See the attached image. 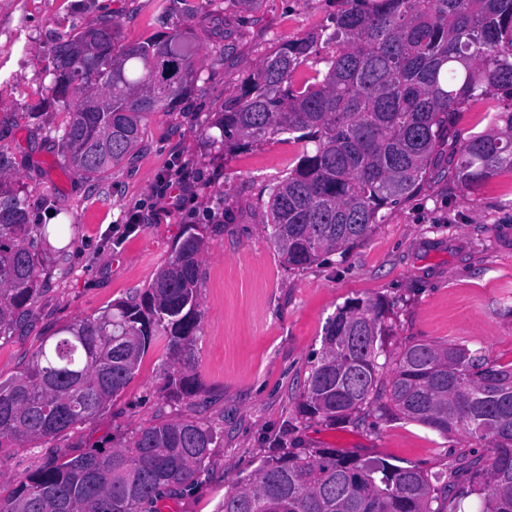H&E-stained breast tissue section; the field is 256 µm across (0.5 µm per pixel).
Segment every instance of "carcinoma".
I'll return each instance as SVG.
<instances>
[{
	"mask_svg": "<svg viewBox=\"0 0 512 512\" xmlns=\"http://www.w3.org/2000/svg\"><path fill=\"white\" fill-rule=\"evenodd\" d=\"M331 32L287 42L263 60L240 93L224 100L207 142L226 152L288 134L313 144L270 187L268 225L284 261L303 267L365 239L380 212L422 188L444 145L454 177L477 187L512 170V108L491 128L463 137L452 116L470 100L512 101V0H340ZM97 41L81 29L55 48V98L81 93L60 141L68 164L97 179L137 145L141 121L174 104L195 79L192 28L115 50L118 28L104 18ZM329 48L325 72L303 71ZM60 224H30L19 197L0 190V335L23 326L38 291V242ZM203 237L183 236L171 259L134 301L45 337L24 375L0 381V449L33 445L102 414L162 339L176 396L195 389L191 350ZM387 308L352 300L329 322L322 353L301 395L308 419L360 422L375 411L420 423L443 437L463 433L489 447L453 476L336 448L265 462L224 493L218 512H512V363L456 343H382ZM390 374L384 379V374ZM214 444L191 421L142 426L120 445L50 458L8 495L0 512H159L189 488Z\"/></svg>",
	"mask_w": 512,
	"mask_h": 512,
	"instance_id": "1",
	"label": "carcinoma"
}]
</instances>
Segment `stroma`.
<instances>
[{
  "mask_svg": "<svg viewBox=\"0 0 512 512\" xmlns=\"http://www.w3.org/2000/svg\"><path fill=\"white\" fill-rule=\"evenodd\" d=\"M189 14H158L152 0H0V188L26 202L33 224L67 227L64 251L40 246L39 291L25 325L0 338V380L21 376L44 337L131 300L171 258L187 226L206 241L200 260V329L192 349L197 390L171 399L169 353L150 345L103 414L39 447L0 450V488L11 491L47 458L69 459L122 441L139 426L188 420L216 446L190 490L161 512H217L226 490L263 460L299 448H337L434 472L486 454L461 433L442 437L407 420L332 424L298 404L328 320L348 301L388 303L386 344L452 341L512 362V170L470 193L438 179L384 209L363 241L325 260L286 264L266 227L269 188L286 176L301 144L280 135L234 153L209 146L202 130L243 81L285 41L328 26L337 0H263L241 15L232 0H190ZM109 18L120 44L193 27L196 80L165 111L144 117L130 160L101 179L66 167L58 137L80 103L51 92L54 48ZM225 46L223 60L215 49ZM183 162L202 179L156 196L158 177ZM139 224L125 222L128 212Z\"/></svg>",
  "mask_w": 512,
  "mask_h": 512,
  "instance_id": "1",
  "label": "stroma"
}]
</instances>
